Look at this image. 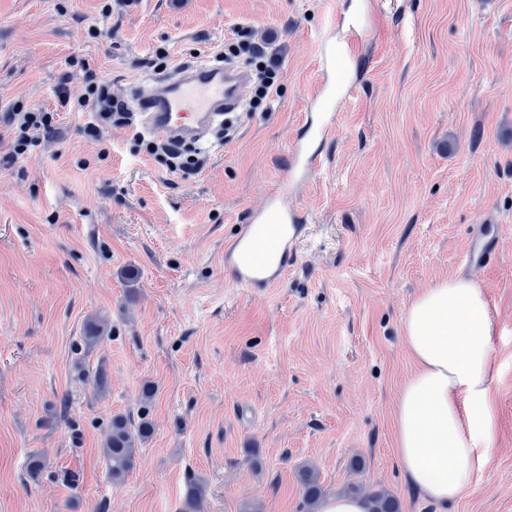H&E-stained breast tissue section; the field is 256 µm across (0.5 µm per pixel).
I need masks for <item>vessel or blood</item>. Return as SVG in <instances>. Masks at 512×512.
<instances>
[{
	"instance_id": "b4317fda",
	"label": "vessel or blood",
	"mask_w": 512,
	"mask_h": 512,
	"mask_svg": "<svg viewBox=\"0 0 512 512\" xmlns=\"http://www.w3.org/2000/svg\"><path fill=\"white\" fill-rule=\"evenodd\" d=\"M361 32L358 19L338 20L337 40L320 53L323 78L314 98L318 111L306 119L307 135L297 137L290 147L284 186L269 194L264 208L253 214L249 223L240 225L224 247V261L244 287H274L295 259L302 217L288 204V188L318 166L317 143L336 126L335 101L352 94L341 71L344 63L354 58ZM247 85L248 76L239 67L202 63L151 80L148 90L136 91L133 103L157 137L197 140L222 112L238 107Z\"/></svg>"
}]
</instances>
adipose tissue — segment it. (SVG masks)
Masks as SVG:
<instances>
[{
  "label": "adipose tissue",
  "instance_id": "obj_1",
  "mask_svg": "<svg viewBox=\"0 0 512 512\" xmlns=\"http://www.w3.org/2000/svg\"><path fill=\"white\" fill-rule=\"evenodd\" d=\"M494 316L481 288L455 276L411 302L402 333L415 364L394 407L395 458L408 484L448 505L491 460Z\"/></svg>",
  "mask_w": 512,
  "mask_h": 512
}]
</instances>
